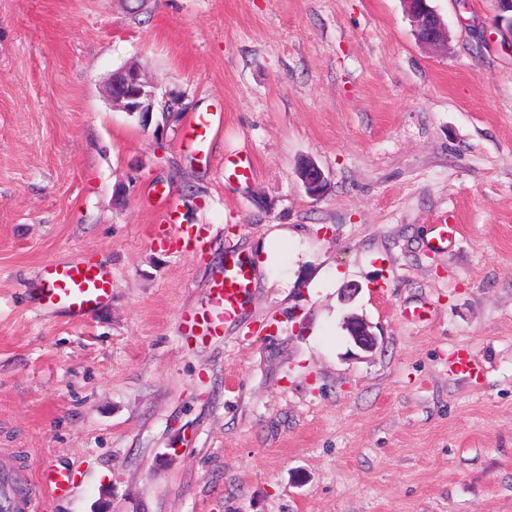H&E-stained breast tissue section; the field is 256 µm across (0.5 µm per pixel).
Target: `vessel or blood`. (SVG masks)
<instances>
[{
    "instance_id": "vessel-or-blood-1",
    "label": "vessel or blood",
    "mask_w": 512,
    "mask_h": 512,
    "mask_svg": "<svg viewBox=\"0 0 512 512\" xmlns=\"http://www.w3.org/2000/svg\"><path fill=\"white\" fill-rule=\"evenodd\" d=\"M220 113H200L189 124L191 144L203 150L212 141L221 125ZM158 200L166 205L170 217L162 227V240L169 247L183 251L202 247L208 229L202 224H180L175 208L165 192H158ZM255 272L249 259L236 256L225 260L224 267L212 279L205 304L186 312L180 319L183 330L204 344L223 341L224 326L232 322L248 304ZM112 293L110 272L95 263L53 262L42 269L38 288L34 294L42 307L65 310L77 321L85 320ZM74 488L71 472L45 468L38 473L25 471L0 472V512H37L41 495L67 496Z\"/></svg>"
}]
</instances>
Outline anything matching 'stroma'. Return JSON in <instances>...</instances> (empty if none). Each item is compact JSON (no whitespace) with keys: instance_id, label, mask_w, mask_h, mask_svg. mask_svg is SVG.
I'll return each instance as SVG.
<instances>
[{"instance_id":"35a3bbf8","label":"stroma","mask_w":512,"mask_h":512,"mask_svg":"<svg viewBox=\"0 0 512 512\" xmlns=\"http://www.w3.org/2000/svg\"><path fill=\"white\" fill-rule=\"evenodd\" d=\"M432 4L444 53L401 0H0V469L75 480L38 512H512V50L494 0ZM131 62L147 127L103 92ZM201 112L224 115L207 161ZM157 187L204 250L152 234ZM277 229L225 340L183 336L225 255ZM80 258L112 273L82 323L32 293ZM401 2L417 42L432 51L447 52L448 25L437 10L429 4L432 0H401ZM221 113H200L195 115L189 124L191 144L198 152H202L206 144L212 141L221 125ZM287 232H277L267 237L263 244L262 249L259 250L260 255L259 266L265 275H269L270 272L279 264L280 254L279 250L273 246V241H282L286 239ZM344 329L354 346L364 352L376 350L379 344L377 334L373 331V326L363 316L350 313L344 318Z\"/></svg>"}]
</instances>
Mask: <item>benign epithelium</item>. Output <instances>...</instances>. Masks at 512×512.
Returning a JSON list of instances; mask_svg holds the SVG:
<instances>
[{
  "label": "benign epithelium",
  "mask_w": 512,
  "mask_h": 512,
  "mask_svg": "<svg viewBox=\"0 0 512 512\" xmlns=\"http://www.w3.org/2000/svg\"><path fill=\"white\" fill-rule=\"evenodd\" d=\"M404 12L411 22L413 34L419 44L435 51H448V25L431 5V0H401ZM496 30L503 43L512 48V0H497ZM107 98L112 107L138 115L143 126L152 120L156 100V85L147 78L139 68L127 65L105 87ZM307 193L312 197L320 196L313 191L318 185L326 184L323 171L315 164H308L301 173ZM344 329L354 346L364 352L376 350L379 344L373 326L365 318L350 313L344 318Z\"/></svg>",
  "instance_id": "obj_1"
}]
</instances>
